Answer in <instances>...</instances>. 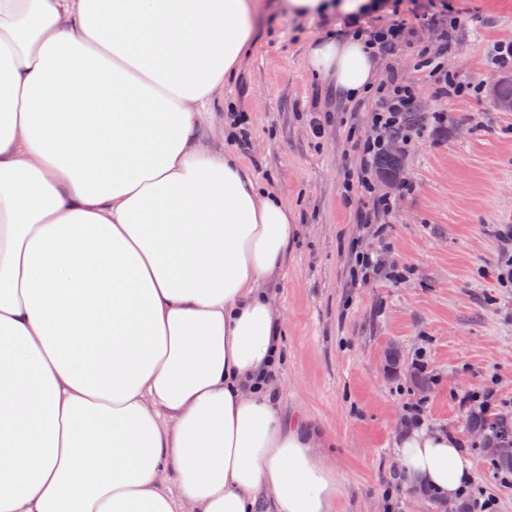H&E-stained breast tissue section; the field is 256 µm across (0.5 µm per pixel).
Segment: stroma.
<instances>
[{
	"label": "stroma",
	"instance_id": "1",
	"mask_svg": "<svg viewBox=\"0 0 512 512\" xmlns=\"http://www.w3.org/2000/svg\"><path fill=\"white\" fill-rule=\"evenodd\" d=\"M468 18L443 66L476 92L449 100L421 69L433 31L416 26L403 54L379 59L378 83L399 76L414 87L420 114L444 112L443 130L425 133L402 158L410 188L393 203L384 235L357 223L345 184L357 156L348 118L366 125L330 81L306 68L311 46L344 36L339 18L298 19L267 0L255 44L215 106L206 144L237 155L297 214L299 234L270 291L283 314L282 361L274 377L288 418L321 428V450L347 496L339 512H464L460 501L410 485L396 442L409 404L423 425L453 434L475 462L474 486L512 512L503 483L467 429L464 396L494 392L490 415L512 418V288L498 279L512 240V112L491 93L512 65L495 66V47L512 41V0H448ZM328 116L313 133L314 115ZM248 136L235 142L231 116ZM378 251L402 273L350 281L355 252Z\"/></svg>",
	"mask_w": 512,
	"mask_h": 512
}]
</instances>
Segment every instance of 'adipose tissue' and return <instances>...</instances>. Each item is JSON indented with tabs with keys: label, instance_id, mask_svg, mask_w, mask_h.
<instances>
[{
	"label": "adipose tissue",
	"instance_id": "adipose-tissue-1",
	"mask_svg": "<svg viewBox=\"0 0 512 512\" xmlns=\"http://www.w3.org/2000/svg\"><path fill=\"white\" fill-rule=\"evenodd\" d=\"M257 7L0 0V512H337L323 432L273 397L294 212L201 143ZM306 65L350 100L375 84L358 37ZM396 457L449 500L473 480L437 430Z\"/></svg>",
	"mask_w": 512,
	"mask_h": 512
}]
</instances>
